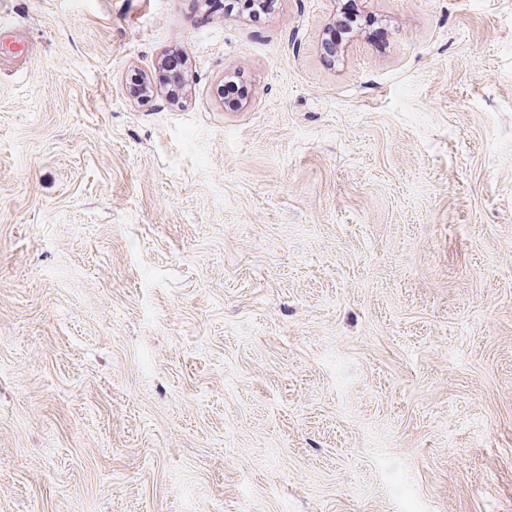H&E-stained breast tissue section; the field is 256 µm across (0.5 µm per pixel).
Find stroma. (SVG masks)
Returning a JSON list of instances; mask_svg holds the SVG:
<instances>
[{
    "label": "stroma",
    "mask_w": 512,
    "mask_h": 512,
    "mask_svg": "<svg viewBox=\"0 0 512 512\" xmlns=\"http://www.w3.org/2000/svg\"><path fill=\"white\" fill-rule=\"evenodd\" d=\"M11 38L0 512H512V0H0Z\"/></svg>",
    "instance_id": "obj_1"
}]
</instances>
